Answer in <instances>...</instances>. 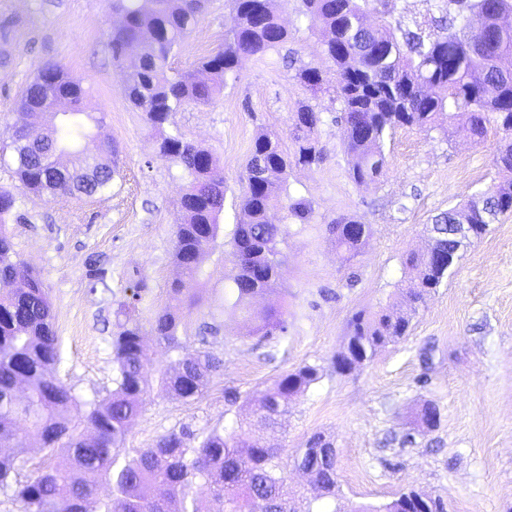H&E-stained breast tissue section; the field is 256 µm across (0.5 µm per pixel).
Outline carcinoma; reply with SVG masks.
Here are the masks:
<instances>
[{
  "label": "carcinoma",
  "instance_id": "carcinoma-1",
  "mask_svg": "<svg viewBox=\"0 0 512 512\" xmlns=\"http://www.w3.org/2000/svg\"><path fill=\"white\" fill-rule=\"evenodd\" d=\"M112 60L124 73L128 100L145 112L160 133L158 155L179 167L186 184L178 202L174 258L182 277L169 289L179 303L197 280L199 260L216 241L224 211V177L207 148L167 134L175 112L183 106L209 104L224 93L226 78L243 56L263 55L288 40L281 20V0H227L229 22L224 46L199 62L196 71L168 74L174 49L190 33L208 0H109ZM372 0H301L309 28L322 36L323 57L335 67L333 92L340 102L337 116L351 157L350 177L361 185L381 175L384 141L398 127L438 131L446 141L464 138L475 144L488 128L503 131L494 159L505 173L499 183L472 196L464 205L436 215L432 236L448 252V225L459 219L471 224L475 239L486 225L512 213V30L495 40L464 23V12L479 11L488 20L512 13V0H448L458 10L414 27L392 25L387 0H378L380 23L364 24ZM295 78L314 93L325 90L318 64L301 66ZM86 91L57 64L38 71L19 99L13 125L12 160L22 188L46 198L91 197L112 187L118 148L93 136L82 108ZM318 113L301 104L294 113L297 149L288 156L277 135L255 139L245 168L247 192L242 201L246 219L236 225L231 241L234 273L230 290L245 305L276 289L280 245L287 225L270 219L275 209L283 220L308 221L313 213L305 199L287 194L288 169L313 166L324 159L314 137ZM16 199L0 191V490L12 493L23 512H201L205 495L224 505V512H327L336 498L335 461L327 458L333 442L313 434L295 457L317 491L310 498L288 490L279 444L255 442L249 428L256 422L276 433L288 416V401L320 379V368L305 364L258 390L253 420H237L231 432L220 425L197 432L188 426L160 436L155 445L129 455L127 425L142 409L148 386L149 360L139 325L126 323L112 337L115 365L112 390L102 400L86 403L77 420L68 413L78 406L71 388L57 377L59 356L50 302L42 280L23 262L13 259L5 225L24 220L15 212ZM358 223L350 216L329 227L336 253L347 260L358 253L370 228L351 232ZM410 286L399 305L351 322L346 343L336 357V372L346 374L373 360L390 344L408 335L409 313L448 277L445 265L426 253L405 260ZM177 317L168 309L158 314L152 331L171 351L179 353L172 370L158 372V383L182 398L203 396L223 366L203 351L189 353L178 336ZM27 384L26 399L15 389ZM33 428L50 454L65 452L77 476L43 461L31 463L20 435V424ZM112 487L111 498H98L99 483ZM413 490L402 492L381 509L364 506L353 512H418Z\"/></svg>",
  "mask_w": 512,
  "mask_h": 512
}]
</instances>
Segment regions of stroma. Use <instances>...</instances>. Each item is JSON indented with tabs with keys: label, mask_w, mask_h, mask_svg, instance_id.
<instances>
[{
	"label": "stroma",
	"mask_w": 512,
	"mask_h": 512,
	"mask_svg": "<svg viewBox=\"0 0 512 512\" xmlns=\"http://www.w3.org/2000/svg\"><path fill=\"white\" fill-rule=\"evenodd\" d=\"M300 9L299 0L283 6L286 43L242 58L223 95L173 116L188 141L213 152L224 176L218 237L202 259L192 299L176 311L189 350L210 352L224 367L199 398L151 390L129 425L126 445L141 451L184 425L228 424L231 414L249 413L254 391L313 364L321 378L290 400L280 440L289 486L307 484L292 458L321 432L336 448L342 512L382 506L410 488L441 496L448 512H512V214L462 252L413 317L404 341L350 373H337L334 365L355 316L387 308L407 287L403 261L409 252L427 250L426 224L497 182L492 158L502 133L492 129L483 142L469 144L397 128L385 140L382 175L356 185L335 121L339 102L329 92L311 96L295 78L321 51ZM224 14V0H208L170 59L172 72L193 68L223 44ZM46 63L61 65L82 84L87 111L103 118L96 135L119 147V173L105 194L37 198L17 190L9 127L22 92ZM123 85L112 63L106 0H0V189L15 192L16 210L27 218L6 231L17 259L47 288L58 376L83 403L112 387V338L125 321L117 308L134 285L142 287L134 318L153 369L176 358L151 325L179 276L172 229L183 180L158 156L157 134L127 101ZM303 101L321 115L316 135L325 158L293 168L287 190L291 198L307 199L313 214L305 224L287 221L280 291L242 307L228 281L230 241L246 191L242 173L260 133H277L282 148L293 152V115ZM342 215L371 228L367 245L347 264L329 241V225ZM97 266L106 269V284L93 293L90 272ZM267 311L282 314L286 333L261 336L255 316ZM204 322L216 334L199 335ZM228 388L238 394L231 407L224 402ZM428 402L441 413L433 431L418 424ZM408 434L413 443L405 442Z\"/></svg>",
	"instance_id": "stroma-1"
}]
</instances>
